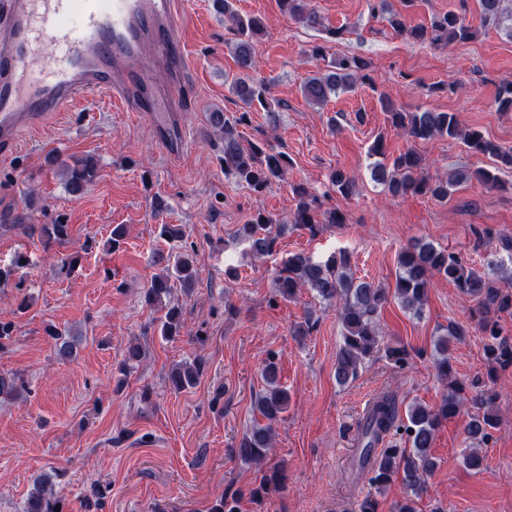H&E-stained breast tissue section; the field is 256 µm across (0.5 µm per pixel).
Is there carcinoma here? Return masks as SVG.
Masks as SVG:
<instances>
[{"instance_id":"1","label":"carcinoma","mask_w":512,"mask_h":512,"mask_svg":"<svg viewBox=\"0 0 512 512\" xmlns=\"http://www.w3.org/2000/svg\"><path fill=\"white\" fill-rule=\"evenodd\" d=\"M236 0H214L215 9L231 23L236 37L234 60L238 75L231 82V91L239 101L250 107L259 103L269 107L268 85L256 78L255 44L264 34L261 18L242 15L235 7ZM281 10L292 20L311 29L323 26L321 16L307 4V0H279ZM480 26L503 29L512 39V4L509 0H479ZM372 12L386 16L390 26L400 34H406L419 43L447 46L473 39L477 29L466 18L448 11L432 16L430 23L408 26L401 15L389 10L387 0H373ZM369 63L357 56H338L327 60L326 73L312 75L303 84L305 98L314 105H325L340 90H348L370 80ZM389 126L401 129L413 141H427L436 137L458 140L470 151L484 155L492 161L491 168L473 172L458 171L445 177L432 175L427 170L422 155L409 148L392 160H387L385 139L378 135L369 155L378 157L371 169L375 182L383 185L394 195H421L443 201L465 182L475 180L490 187L504 186L501 175L512 172V147L503 146L485 137L482 131L465 126L455 112H435L424 109L408 112L388 99L380 100ZM493 105L499 112H512V81L501 83L496 90ZM248 113L226 115L211 114L214 132L224 142L221 161L224 175L246 185L256 194L264 193L270 185L281 179L288 166V156L269 144L249 146L242 144L239 126L246 124ZM98 164L94 158H74L66 164V187L69 192H84L97 178ZM336 192L348 196L355 188V181L341 170L329 174ZM297 197L296 210L291 224L311 235H316L322 224L342 226L347 223L346 214L338 209L324 210L318 197L302 185L294 187ZM283 225L262 211L254 213L238 229V236L258 255L274 251ZM43 246L52 247L66 243L70 236L68 224H43L39 230ZM156 263L160 272L154 274L145 289L144 301L151 307L164 310L157 328L165 340L180 336L183 328L182 309L169 306L165 299L177 282L189 292L196 283V269L192 255L187 252L157 253ZM394 297L408 313L420 317L427 301L431 280L442 276L452 282L458 291L476 301L474 316L476 327L483 342L484 354L490 364L488 379L494 380L497 369L512 367V336L504 334L499 323L490 317L492 312L512 310V291L504 290L491 278L503 270L504 263L491 260L489 272H480L458 253L430 243H414L401 251L398 259ZM275 297L283 301L295 299L302 290L313 294L318 302L338 305L342 342L336 351L335 377L340 385L356 380L365 361L380 350L382 334L378 315L387 301V293L366 281H358L353 275L348 254L340 252L324 261H317L303 253H293L282 262L274 280ZM48 335L55 341L56 352L66 358L73 354L76 338L67 332L50 327ZM466 335L457 324L448 325L446 333L435 342L437 353L434 368L437 378L446 386V392L433 405L411 403L405 416L398 415L394 398L383 396L375 401L364 415L357 435L358 458L356 477H364L375 490L381 492L398 476L407 491L405 500L397 505V512H416L414 500L426 489L428 477L437 467L431 453L437 430L442 423L458 416L467 400L476 407L464 425L469 447L463 449V463L472 471H481L484 456L480 446L500 421L496 405V393L485 381L476 378L466 384L452 377L450 344ZM146 355L139 343L126 347L123 355V371L140 364ZM385 357L398 368L409 365L410 352L399 343L385 346ZM201 375V362L193 359L175 365L168 374V384L175 392L193 388ZM261 376L265 391L256 402L259 418L243 433L234 455L246 465H261L273 449V425L283 419L288 411L287 389L280 383L278 363L273 356L262 366ZM25 389V382L17 375H0V398L12 399ZM281 471L274 470L263 478L251 492V498L259 499L279 485ZM105 489L94 482L82 497L86 512L99 506ZM62 498L54 488L51 476L38 475L33 481L26 505V512H62Z\"/></svg>"}]
</instances>
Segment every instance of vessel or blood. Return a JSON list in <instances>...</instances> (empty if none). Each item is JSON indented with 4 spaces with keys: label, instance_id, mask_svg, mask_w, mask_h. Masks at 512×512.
I'll return each instance as SVG.
<instances>
[{
    "label": "vessel or blood",
    "instance_id": "vessel-or-blood-1",
    "mask_svg": "<svg viewBox=\"0 0 512 512\" xmlns=\"http://www.w3.org/2000/svg\"><path fill=\"white\" fill-rule=\"evenodd\" d=\"M186 13L185 0H0V157L25 130L103 95L143 117L170 156L186 152Z\"/></svg>",
    "mask_w": 512,
    "mask_h": 512
}]
</instances>
